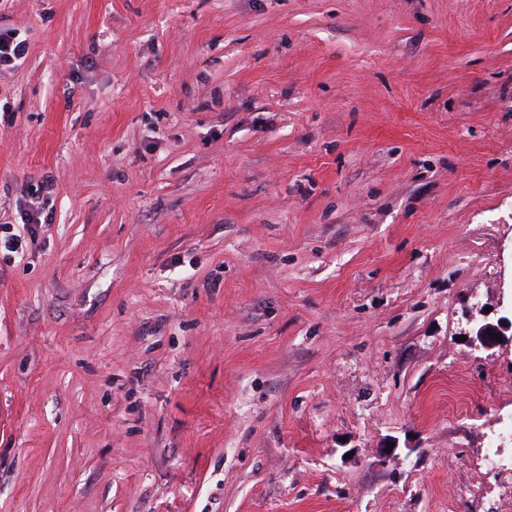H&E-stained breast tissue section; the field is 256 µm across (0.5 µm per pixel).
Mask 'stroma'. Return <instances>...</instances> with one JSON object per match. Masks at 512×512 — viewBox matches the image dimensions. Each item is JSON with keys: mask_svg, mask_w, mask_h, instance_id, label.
<instances>
[{"mask_svg": "<svg viewBox=\"0 0 512 512\" xmlns=\"http://www.w3.org/2000/svg\"><path fill=\"white\" fill-rule=\"evenodd\" d=\"M1 29L0 512H512V0ZM15 35L13 32H0V66H10L27 53L25 40Z\"/></svg>", "mask_w": 512, "mask_h": 512, "instance_id": "obj_1", "label": "stroma"}]
</instances>
